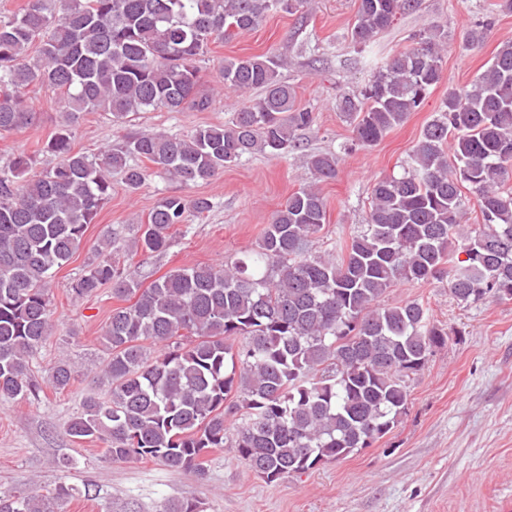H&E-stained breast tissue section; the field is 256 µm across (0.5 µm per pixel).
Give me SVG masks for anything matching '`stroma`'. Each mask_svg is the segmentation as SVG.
Wrapping results in <instances>:
<instances>
[{"mask_svg": "<svg viewBox=\"0 0 512 512\" xmlns=\"http://www.w3.org/2000/svg\"><path fill=\"white\" fill-rule=\"evenodd\" d=\"M493 2L421 0L416 11L397 14L362 52L348 38L356 0H307L296 13L268 14L256 29L213 44L202 72L205 89L216 87L225 58L273 52L288 59L281 76L295 85L298 104L312 109L316 121L299 132L298 150L253 155L209 181L184 185L155 172L131 192L122 173L113 172L111 197L80 249L50 281L57 328L30 362L38 393L27 400L0 401V495L50 498L60 484L77 486L80 496L62 501L61 512H159L170 499L198 503L202 512H503L511 505L512 300L464 305L447 284L435 281L398 284L385 301L427 305L448 332L447 346L411 381L407 413L397 427L345 458L269 484L228 448L205 456L201 477L172 472L156 460L113 463L102 442H81L66 433L85 397L98 393L92 379L107 359L100 337L116 305L111 286L83 299L71 292L104 237L119 244L111 252L113 262L147 285L177 268L233 261L240 250L255 247L289 194L313 183L327 210L315 247L339 253L367 221L372 184L401 173L449 88L469 83L501 42L512 41V13L493 10ZM483 22L488 25L483 45L466 49L467 31ZM432 23L448 31L442 81L419 111L376 146L351 147L352 126L337 108L341 89L362 85L374 66ZM29 95L37 119L26 129L0 134L1 166L21 152L36 154L41 168L54 162L40 148L63 119L60 98L38 86L30 87ZM260 96L257 90L241 94L228 89L203 112H140L123 122L107 112H89L76 125L72 146L94 155L131 134L187 135L227 123ZM324 152L339 153L338 175L318 183L306 161ZM169 194L205 197L211 208L176 226L164 253L128 252L125 245L138 225ZM61 355L71 363L75 380L59 392L47 373Z\"/></svg>", "mask_w": 512, "mask_h": 512, "instance_id": "1", "label": "stroma"}]
</instances>
